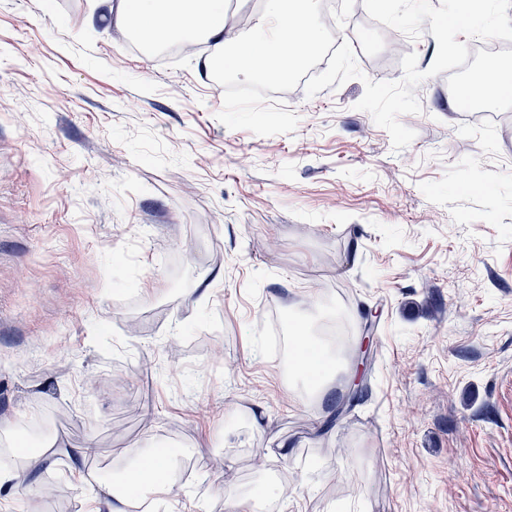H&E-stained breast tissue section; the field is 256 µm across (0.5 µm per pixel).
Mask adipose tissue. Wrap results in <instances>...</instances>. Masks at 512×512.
Segmentation results:
<instances>
[{
    "label": "adipose tissue",
    "mask_w": 512,
    "mask_h": 512,
    "mask_svg": "<svg viewBox=\"0 0 512 512\" xmlns=\"http://www.w3.org/2000/svg\"><path fill=\"white\" fill-rule=\"evenodd\" d=\"M95 9L100 17H114L119 28L148 45L174 39L203 40L211 45L210 61L247 71H275L283 79L294 63L293 45L302 44L309 53L322 39L321 29L309 14L291 7L288 0H264L262 14L244 41L224 23V0H95ZM171 467L168 456L157 454L127 477L123 492H115L109 482H100V505L107 512H134V491L142 474L156 480Z\"/></svg>",
    "instance_id": "obj_1"
}]
</instances>
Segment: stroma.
Listing matches in <instances>:
<instances>
[{
	"label": "stroma",
	"mask_w": 512,
	"mask_h": 512,
	"mask_svg": "<svg viewBox=\"0 0 512 512\" xmlns=\"http://www.w3.org/2000/svg\"><path fill=\"white\" fill-rule=\"evenodd\" d=\"M91 2L0 0V459L36 410L59 449L5 512L43 485L39 512H91L162 448L150 512L267 486L260 512H512V110L470 119L438 74L394 151L356 107L403 77L362 0L322 28L361 77L311 98L132 46ZM276 314L344 315L367 363L329 351L292 398Z\"/></svg>",
	"instance_id": "obj_1"
}]
</instances>
